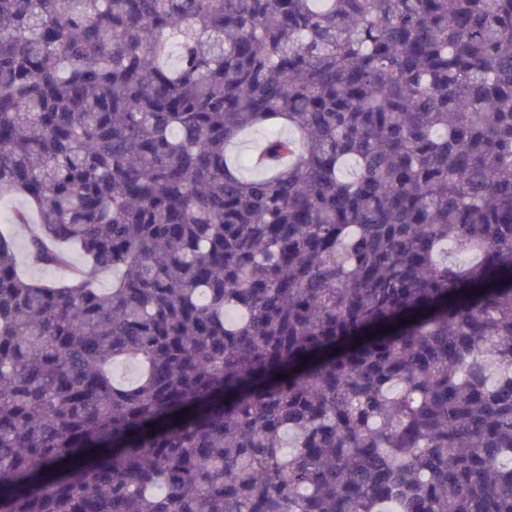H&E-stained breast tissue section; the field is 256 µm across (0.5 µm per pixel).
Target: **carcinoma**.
Instances as JSON below:
<instances>
[{
  "instance_id": "cac0c4a2",
  "label": "carcinoma",
  "mask_w": 512,
  "mask_h": 512,
  "mask_svg": "<svg viewBox=\"0 0 512 512\" xmlns=\"http://www.w3.org/2000/svg\"><path fill=\"white\" fill-rule=\"evenodd\" d=\"M5 197L0 512H512V0H0ZM4 227H6L5 230L9 229L16 239L21 270L26 275L43 281H58L66 277V273L63 270H54L30 265L23 250V244L27 235L26 228L21 226L8 227L7 225H2V228Z\"/></svg>"
}]
</instances>
